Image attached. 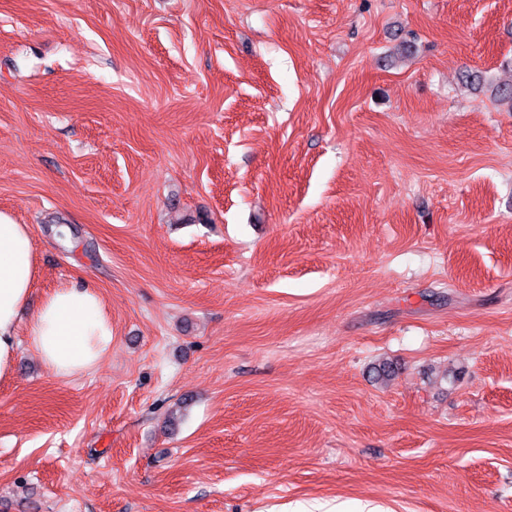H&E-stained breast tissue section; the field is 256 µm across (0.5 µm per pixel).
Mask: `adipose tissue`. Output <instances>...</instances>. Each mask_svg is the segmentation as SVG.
<instances>
[{
	"mask_svg": "<svg viewBox=\"0 0 512 512\" xmlns=\"http://www.w3.org/2000/svg\"><path fill=\"white\" fill-rule=\"evenodd\" d=\"M37 277L29 225L0 213V380L16 368V326ZM28 336L45 368L59 378L98 366L112 351V321L100 295L76 282L54 289L33 309Z\"/></svg>",
	"mask_w": 512,
	"mask_h": 512,
	"instance_id": "obj_1",
	"label": "adipose tissue"
}]
</instances>
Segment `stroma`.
Instances as JSON below:
<instances>
[{"mask_svg": "<svg viewBox=\"0 0 512 512\" xmlns=\"http://www.w3.org/2000/svg\"><path fill=\"white\" fill-rule=\"evenodd\" d=\"M510 62L512 0H0L30 303L112 319L20 321L0 512H512ZM29 346L65 378L98 366L112 352V321L100 295L78 282L54 289L31 314Z\"/></svg>", "mask_w": 512, "mask_h": 512, "instance_id": "stroma-1", "label": "stroma"}]
</instances>
